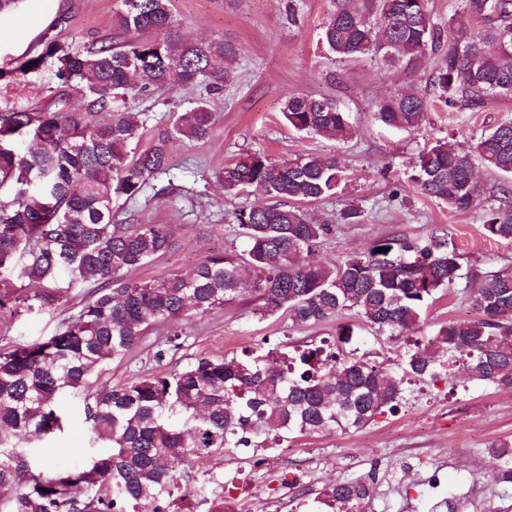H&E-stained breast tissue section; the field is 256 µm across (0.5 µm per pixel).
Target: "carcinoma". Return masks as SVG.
Segmentation results:
<instances>
[{"label": "carcinoma", "instance_id": "1", "mask_svg": "<svg viewBox=\"0 0 512 512\" xmlns=\"http://www.w3.org/2000/svg\"><path fill=\"white\" fill-rule=\"evenodd\" d=\"M371 15L338 0L321 42L342 58H375L416 73L430 55L437 102L484 107L512 95V53L498 49L512 39V0H467L448 25L466 37L441 49L426 0H371ZM171 0H121L118 24L124 44L105 42L72 53L50 42L30 60H51L56 78L79 86L85 111L9 112L0 115V272L18 270L42 284L64 269L71 282L94 285L79 312L47 340L0 352V512H173L183 475L218 451L256 446L272 432L280 445L296 434L357 431L404 401L410 379L448 380L455 369L472 381L512 390V269L484 277L474 290L483 317L450 321L432 336L412 338L425 307L462 278L459 255L437 237L391 239L367 253L328 264L311 258L333 225L315 224L301 204L336 194L344 170L336 159L300 153L281 162L247 153L217 173L224 192L237 196L259 187L272 200L236 215L239 245L208 256L190 273L156 281L127 274L174 245L166 224H115L120 198L139 195L149 181L171 171L169 144L206 141L213 132L208 102L180 112L150 146L140 150L150 116L118 108L127 99L197 82L217 91L231 76L237 48L213 38L182 41L160 33L174 28ZM482 17L472 28L467 16ZM430 106L422 94H398L377 106L386 126L416 129ZM285 123L306 135L353 134L347 113L328 98L288 97ZM512 177V120L473 142L448 148L437 140L421 152L409 181L423 194L466 211L480 197L475 163ZM486 235L512 242V207L489 210ZM250 280L264 315L284 312L316 325L351 311L392 341L408 346L394 363L348 353L323 340L294 353L269 349L237 357H199L163 374L134 373L122 385L100 381L106 365L121 360L156 325L169 327L155 341L152 360L163 364L184 346L180 322L204 316L233 300ZM48 294L20 298L0 292V309L12 312ZM83 398L91 440L83 461L47 469L32 445L62 430L57 397ZM495 461V484L512 490V440L486 449ZM372 482H336L328 497L336 512L367 504Z\"/></svg>", "mask_w": 512, "mask_h": 512}]
</instances>
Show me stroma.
Segmentation results:
<instances>
[{"label":"stroma","mask_w":512,"mask_h":512,"mask_svg":"<svg viewBox=\"0 0 512 512\" xmlns=\"http://www.w3.org/2000/svg\"><path fill=\"white\" fill-rule=\"evenodd\" d=\"M119 0H18L0 26V114L51 108L80 112L84 96L74 85L58 82L52 65L25 72L21 66L46 42L84 52L92 44L118 42ZM174 33L180 38L222 37L238 49L233 78L222 91L208 95L214 132L208 141L173 142L172 176L153 178L136 198L123 202L119 220L132 224L170 225L174 249L132 272L149 281L192 271L207 256L229 248L239 210L265 203L252 191L225 195L215 174L248 151L281 161L300 153L336 158L348 173L335 195L307 205L310 219L329 222L335 230L316 249L318 259L336 264L366 253L383 239H444L460 256L463 277L430 301L422 335L458 320L479 318L471 297L484 275L512 268V242L486 236L482 224L489 205L512 197V178L479 169L483 194L476 207L448 210L408 182L419 154L438 140L466 144L471 137L512 119V95L474 109L434 105L413 131L386 127L377 118L383 99L403 92L429 94V70L411 75L371 59L332 56L320 38L336 0H171ZM203 86L162 89L128 101L135 112L150 115L142 145L170 123L173 113L189 109ZM326 97L347 112L354 133L347 140L311 136L289 129L281 119L288 96ZM362 211L348 224L340 213L349 205ZM58 301L45 306L0 313V347L9 348L52 336L75 315L92 287L73 285L61 273L51 285ZM185 347L156 364L152 344L165 335L156 326L123 360L110 362L104 381L121 384L135 370H171L197 357L239 356L262 346L287 349L326 340L341 350L354 348L382 361L392 344L351 312L320 325H305L289 315H261L250 288L232 303L183 325ZM58 407L62 431L42 442L39 460L60 467L81 459L90 430L80 396L64 395ZM512 438V390L465 380L452 384L413 381L395 413H384L364 430L296 436L289 445L216 452L185 476L186 488H199L212 499L234 489L242 512H330L325 491L347 478L373 479L371 512H434L441 496L469 501L468 512H512V495H503L492 478L493 462L485 450Z\"/></svg>","instance_id":"35a3bbf8"}]
</instances>
